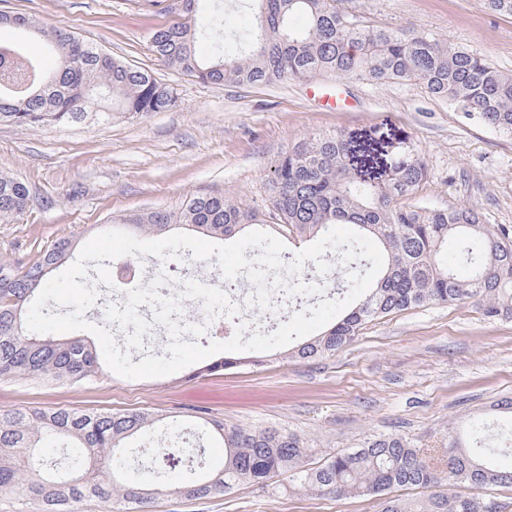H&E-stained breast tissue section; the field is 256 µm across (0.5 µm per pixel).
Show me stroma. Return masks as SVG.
I'll list each match as a JSON object with an SVG mask.
<instances>
[{
	"label": "stroma",
	"instance_id": "obj_1",
	"mask_svg": "<svg viewBox=\"0 0 512 512\" xmlns=\"http://www.w3.org/2000/svg\"><path fill=\"white\" fill-rule=\"evenodd\" d=\"M173 0H0V12L23 14L151 72L174 92L169 110L115 115L62 129L0 123V173L30 189L26 213L0 224V256L26 265L58 237L86 243L131 215L177 210L189 195L223 194L267 217L268 181L288 149L343 132L371 144L379 164L402 147L424 154L429 175L416 197L438 208L469 205L490 224L512 225V141L465 120L420 85L320 76L240 86L204 83L171 70L150 50L157 27L173 21ZM351 14L380 25L428 33L463 45L512 73V17L482 0H345ZM166 275L169 295L182 268L207 279L212 260L183 250L177 271L146 256ZM512 398V320L486 318L473 304L428 305L370 322L335 355L277 358L219 375L187 371L127 379L104 370L95 381L43 384L0 381V410L67 406L144 411L176 421L195 411L225 426L277 429L308 440L309 461L366 438L397 433L438 448L449 425L480 416L497 446L491 407ZM150 512H380L375 496L315 495L286 478L263 489L242 484L218 498L169 497Z\"/></svg>",
	"mask_w": 512,
	"mask_h": 512
}]
</instances>
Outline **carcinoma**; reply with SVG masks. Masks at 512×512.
I'll return each mask as SVG.
<instances>
[{
    "mask_svg": "<svg viewBox=\"0 0 512 512\" xmlns=\"http://www.w3.org/2000/svg\"><path fill=\"white\" fill-rule=\"evenodd\" d=\"M207 0H175L180 20L156 29L150 50L164 65L204 83L260 85L307 80L320 74L373 83L414 81L468 120L512 139V74L463 46L424 32L370 24L350 15L343 0H257L252 24L225 50L221 15ZM45 37L55 65L27 52L19 41L0 40V123L62 128L109 121L112 115L146 116L175 104L172 89L73 34L46 32L30 18L0 13V26ZM209 42V57L197 51ZM358 148L340 132L322 135L274 164L269 196L280 232L322 236L340 224L375 241L384 265L370 289L326 330L300 343L302 359L333 355L364 325L430 304L471 302L489 319H512V225L489 224L472 207L439 209L411 202L428 166L407 146L383 174L370 177L355 165ZM24 182L0 174V223L26 211ZM257 225V214L229 198L196 194L178 212L132 216L122 228L160 235L175 227L224 240ZM77 241L57 238L26 266L0 257V380L48 384L92 381L102 372L96 349L79 337L37 336L26 328L39 290L74 254ZM242 364L220 357L203 367L219 374ZM209 443L180 448L170 470L144 484L126 473L135 441L155 443L160 419L148 412L112 413L68 407L0 411V494L39 504L40 512H85L98 501L106 512H142L163 495L206 499L240 482L266 486L276 476L314 494L377 496L381 512H497L482 495L491 485L512 484V469L470 446L464 432L448 429L442 448H418L401 434L379 435L353 451L305 463L308 442L278 430L227 428L203 412L191 414ZM426 491L409 500L393 488Z\"/></svg>",
    "mask_w": 512,
    "mask_h": 512,
    "instance_id": "carcinoma-1",
    "label": "carcinoma"
}]
</instances>
